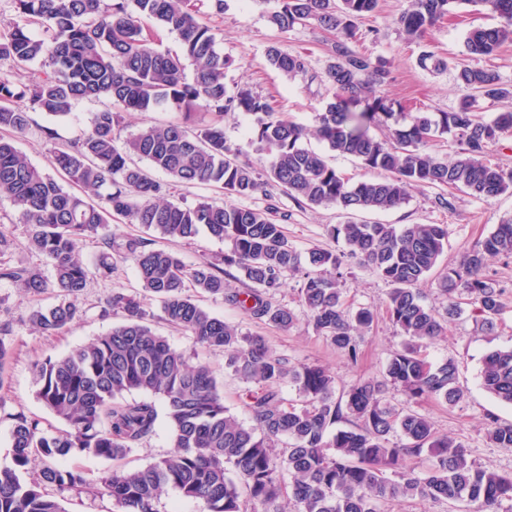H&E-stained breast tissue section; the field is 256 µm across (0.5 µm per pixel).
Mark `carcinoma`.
Returning <instances> with one entry per match:
<instances>
[{"mask_svg": "<svg viewBox=\"0 0 512 512\" xmlns=\"http://www.w3.org/2000/svg\"><path fill=\"white\" fill-rule=\"evenodd\" d=\"M11 2L15 18L0 28V61L10 69L0 71V196L9 197L29 225L30 245L54 271L61 293L55 306L31 313V326L43 333L65 327L78 313L73 296L86 288L90 276L107 280L117 262L130 260L143 287L162 302L165 320L224 354V369L253 386L247 393L253 425L228 413L209 364L192 363L152 331L139 302L114 292L107 310L122 314L120 325L63 357L47 356L36 364L38 398L66 428L48 434L39 420L16 416L12 465L0 466V512H65L50 487L107 495L117 512H159L160 496L169 487L195 501L200 512H287V497L296 512H382L390 500L408 496L475 503V512H496L502 501L512 500V476L476 465L462 442L437 433L424 416L383 399L385 388L392 387L408 401L434 399L454 406L462 400L454 359L432 363L420 347L444 336L447 323L460 317L464 298L481 328L494 330L502 291L483 270L490 257H512L511 218L438 280L448 297L442 314L423 304L417 285L447 247V225L399 228L348 220L334 226L349 254L391 285L385 314L410 339L388 359L383 379L359 380L338 395L336 379L324 367L290 365L265 337L224 323L188 290L220 295L252 318L287 330L296 315L274 296L288 273H299L298 297L314 331L355 362L358 333L378 313L346 306L340 288L345 254L312 248L304 260L272 218V208L176 204L166 200L167 184L152 175L158 171L180 183L216 184L230 197L272 185L299 202L346 215L399 208L414 186L448 190V196L439 197L448 209L458 190L488 201L512 192V169L486 159L489 147L512 136V112L485 119L476 103L510 97L512 85L492 68L459 62L457 84L468 92L459 107L408 113L384 93L391 81L386 63L352 47L360 23L377 13L380 0H279L271 15L278 29L316 24L336 35L324 71L332 95L310 131L276 111L267 97L228 88L224 75L232 61L193 0ZM457 4L498 19L493 27L467 32L466 55L490 58L512 41V0H410L396 23L407 39L421 41ZM158 29L175 35L179 50L155 47ZM266 58L288 77L308 70L306 58L274 45ZM38 61L46 67L42 76L27 84L13 81L12 72ZM418 63L433 71L448 69V60L433 51L422 52ZM189 64L191 80L185 74ZM79 99L109 106L94 113L82 137L53 149L56 171L80 188L72 192L40 172L1 133L25 132L32 112L67 116ZM171 106L184 110L183 124L143 126L117 145L122 113ZM236 111L255 116L250 145L265 157L259 168L241 160L240 148L224 137V113ZM372 125L388 127L390 136L370 134ZM310 133L329 151L388 176L349 182L322 154L303 145ZM440 138L459 146L455 158L433 155L432 143ZM115 214L172 243L195 238L203 226L229 249L216 262L204 258L188 266L148 239L116 237L110 232ZM86 237L100 244L91 266L78 251ZM12 247L11 235L0 227V280L27 294L43 292L47 281L40 273L3 260ZM234 276L252 288L230 290L225 278ZM480 381L492 397L512 405V347L483 357ZM285 383L298 399L283 396ZM133 390L165 402L174 442L173 451L140 468H127L122 461L154 432L159 412L152 402H119ZM340 423L351 427L336 428ZM488 439L497 448L512 449V424L493 423ZM74 451L106 459L112 468L91 485L80 469L57 466L58 458ZM422 456L429 462L426 471L403 467L406 459ZM35 457L43 463L40 478L28 481L24 474Z\"/></svg>", "mask_w": 512, "mask_h": 512, "instance_id": "cac0c4a2", "label": "carcinoma"}]
</instances>
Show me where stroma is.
I'll return each mask as SVG.
<instances>
[{
  "mask_svg": "<svg viewBox=\"0 0 512 512\" xmlns=\"http://www.w3.org/2000/svg\"><path fill=\"white\" fill-rule=\"evenodd\" d=\"M197 6L201 16L217 29L220 47L233 61L226 71L228 86H249L254 92L272 98L278 111L294 122L313 126L316 112L330 95L321 76L330 57L334 33L316 26L280 31L269 20L278 8L277 0H224V12L220 15L213 14L209 0H197ZM406 6L407 0H381L379 11L360 26L363 37L359 48L386 60L392 75L387 87L390 97L410 102L422 112L453 111L463 91L455 80L452 65L464 56L465 34L470 27L493 24L494 19L463 5L458 9V17L439 23L427 39L418 44L407 41L396 24L397 16ZM272 45L305 56L310 63L308 74L290 79L272 68L266 60V50ZM425 49L447 57L450 70L436 73L420 67L418 57ZM101 107L99 101L82 100L75 104L69 118L56 122L42 113H32L28 130L16 135L15 143L33 165L51 171L41 127L52 126L60 142H69L88 128L93 113ZM437 195V189L413 187L409 190L407 203L400 208L366 216L367 221L381 224L447 225L448 247L436 267L437 273L419 285L424 304L436 309L447 303L446 296L437 286V274L457 265L462 255L479 239L487 236L502 219L512 216V194L509 193L483 201L458 192L449 210L438 206ZM234 203L250 208H274L277 222L283 225L298 252L304 253L314 247L336 253L346 249L344 241L332 233L333 226L345 220L344 215L334 208L298 205L275 188L235 198ZM0 224L6 226L14 240L8 255L10 262L52 278L51 268L28 245L29 226L21 223L18 211L5 197H0ZM342 272L341 286L353 307L383 309L389 286L372 269L349 258ZM484 274L503 290L502 309L496 318L494 333L483 332L471 311L467 310L448 325L444 338L425 350L428 360L433 363L448 357L455 359L458 382L465 391L464 399L453 407L431 399L410 404L393 389L388 390L386 398L392 405L410 406L411 410L425 416L437 432L463 442L477 465L512 474V450L495 447L487 437L491 422L512 423V406L492 398L481 388L478 379L481 360L488 350L512 346V259H488ZM298 284L297 276H289L285 287L275 296L278 303L291 308L296 315L293 327L286 331L252 319L222 297L203 294L199 301L214 316L242 332L265 337L276 351L287 356L291 364L326 367L335 375L337 388H345L362 378L381 376L391 354L402 349L405 336L381 316L365 333L358 360L349 361L314 332L299 302ZM115 291L140 301L149 314L148 324L155 333L166 336L171 345L193 359L208 362L221 384L225 407L240 421L249 422L247 384L225 371L223 355L205 349L193 336L166 323L159 300L142 287L132 262L118 263L109 280L91 279L76 297L78 317L51 335L32 330L28 319L33 310L58 302V288L50 287L33 296L23 293L12 283L0 281V342L8 350L5 370L0 373L1 466L11 463L15 414L21 412L40 420L42 429L48 432L63 429V422L54 417L37 397L35 364L47 356L65 355L120 324V315L102 313L106 297Z\"/></svg>",
  "mask_w": 512,
  "mask_h": 512,
  "instance_id": "obj_1",
  "label": "stroma"
}]
</instances>
